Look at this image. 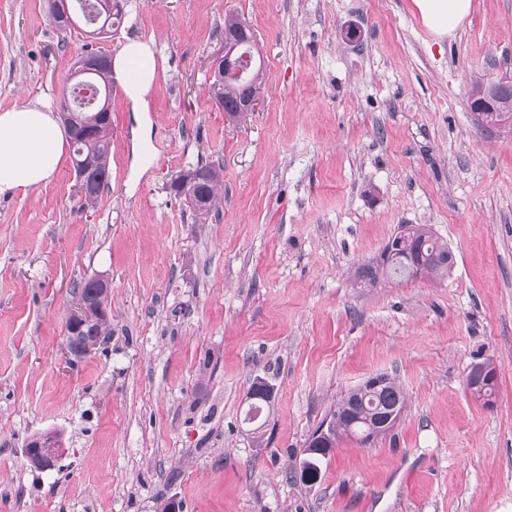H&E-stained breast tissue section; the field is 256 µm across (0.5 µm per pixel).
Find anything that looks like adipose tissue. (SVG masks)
<instances>
[{
  "label": "adipose tissue",
  "instance_id": "adipose-tissue-1",
  "mask_svg": "<svg viewBox=\"0 0 512 512\" xmlns=\"http://www.w3.org/2000/svg\"><path fill=\"white\" fill-rule=\"evenodd\" d=\"M425 26L437 37H452L472 12V0H413ZM124 79V92L134 108H142L157 75L151 47L128 42L113 60ZM66 133L46 104L0 112V194L25 192L56 174L65 152Z\"/></svg>",
  "mask_w": 512,
  "mask_h": 512
}]
</instances>
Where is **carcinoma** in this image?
<instances>
[{
	"label": "carcinoma",
	"instance_id": "1",
	"mask_svg": "<svg viewBox=\"0 0 512 512\" xmlns=\"http://www.w3.org/2000/svg\"><path fill=\"white\" fill-rule=\"evenodd\" d=\"M125 18L123 0H113L112 13L103 16L100 28L104 29L102 39L116 35ZM262 69L253 64L251 76L241 81L226 80L222 72L213 73L208 86L210 97L222 107L226 114L241 119L240 112L246 100L253 93L254 82L261 79ZM89 86L100 91V99L93 106L76 108L75 121L66 126L72 146V166L84 175L88 183V195L81 207L98 204L103 188L111 176L110 158L112 153L111 100L107 90L112 85V69L101 67L90 74L79 77ZM495 111L484 115L479 125H493L512 120V92L504 91L496 99ZM223 166L220 163L198 165L183 172L188 185L171 183L175 195L184 198L191 212L193 223L206 224L222 206ZM454 264L448 245L435 236L427 224H402L387 240L379 254L357 267L352 279L356 288H375L385 280L397 282L415 279L417 271L423 276L443 278ZM496 371L492 362L483 361L471 366L467 379H477V392H484V398L493 395L496 383L484 373L486 368ZM396 406L406 407V398L395 377L383 374V384L375 389L355 386L348 390L336 403V410L330 417L334 424L335 441L344 437L365 442L371 437L377 413Z\"/></svg>",
	"mask_w": 512,
	"mask_h": 512
}]
</instances>
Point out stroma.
I'll use <instances>...</instances> for the list:
<instances>
[{"label": "stroma", "mask_w": 512, "mask_h": 512, "mask_svg": "<svg viewBox=\"0 0 512 512\" xmlns=\"http://www.w3.org/2000/svg\"><path fill=\"white\" fill-rule=\"evenodd\" d=\"M112 39L57 31L44 0H0V112L52 104L78 54L154 45L153 146L122 87L93 208L70 162L0 195V512H512V124L479 126L476 76L512 81V0H474L436 41L412 0H126ZM263 58L256 110L210 99L224 17ZM361 37L347 42L344 31ZM224 165V204L193 225L169 190ZM401 224L430 225L454 266L353 288ZM112 283V334L70 355L71 285ZM493 360V406L465 386ZM272 374L260 434L244 421ZM394 376L407 408L369 444L341 439L312 486L287 478L336 401ZM60 433L65 457L23 455ZM27 461L37 469L48 470L47 463L55 468L65 454L60 434L54 431L37 432L27 438L25 445Z\"/></svg>", "instance_id": "1"}]
</instances>
